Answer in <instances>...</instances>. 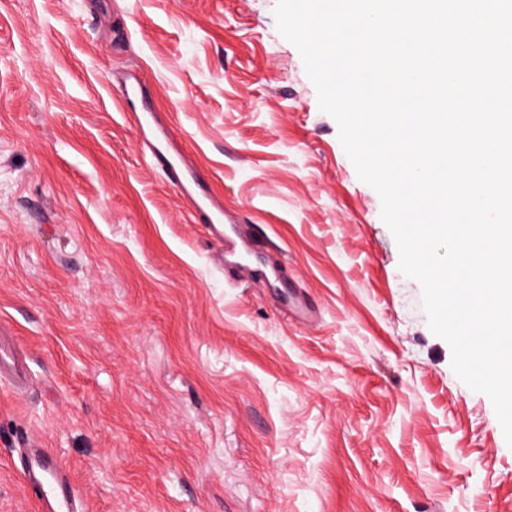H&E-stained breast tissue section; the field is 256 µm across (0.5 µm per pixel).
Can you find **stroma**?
Listing matches in <instances>:
<instances>
[{"label": "stroma", "instance_id": "1", "mask_svg": "<svg viewBox=\"0 0 512 512\" xmlns=\"http://www.w3.org/2000/svg\"><path fill=\"white\" fill-rule=\"evenodd\" d=\"M278 0H0V512L29 443L86 512H512V447L453 372ZM144 84L256 227L219 260L115 89ZM285 261L255 281L253 265ZM8 376L16 392H20L25 383V373L18 356L7 349L0 340V380Z\"/></svg>", "mask_w": 512, "mask_h": 512}]
</instances>
